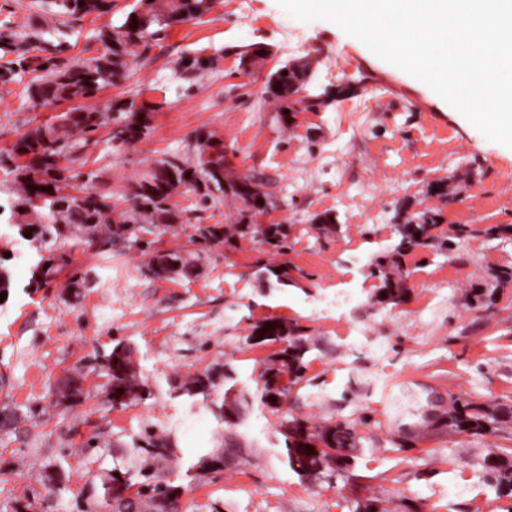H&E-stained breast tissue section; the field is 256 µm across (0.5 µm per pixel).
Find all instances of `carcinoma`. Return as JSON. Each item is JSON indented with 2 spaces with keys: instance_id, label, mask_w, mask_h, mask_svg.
Returning a JSON list of instances; mask_svg holds the SVG:
<instances>
[{
  "instance_id": "cac0c4a2",
  "label": "carcinoma",
  "mask_w": 512,
  "mask_h": 512,
  "mask_svg": "<svg viewBox=\"0 0 512 512\" xmlns=\"http://www.w3.org/2000/svg\"><path fill=\"white\" fill-rule=\"evenodd\" d=\"M58 8L57 14L66 19L65 28L55 30L52 38L44 32L30 29L25 33L3 26L0 31V87H5L24 73L31 75L26 87L30 103L36 108H54L64 103L75 107L60 111L47 124L29 128L13 144L7 155L0 158V164H11L13 158H22L24 163L15 166L16 188L14 214L18 223L37 242L53 239L73 238L78 232L92 235L102 234L108 241H139V232L146 224H159L162 217L174 214L163 207L171 200L174 191L181 186L195 194V211L202 212L224 200L222 177L226 176L224 146L212 133L201 132L195 137L196 164H190L183 156L173 153L155 161L171 168V180L162 186L157 183L154 168L133 180L124 194L129 207L112 218V191L85 193L79 185L81 177L95 180V172H75V166L86 165L84 149L97 132L107 126H133L136 140L150 132L151 113L144 105H137V97L110 99L94 108L81 107L79 103L94 99L107 87L116 86L129 78L131 65L141 55L160 46L165 32L174 25L202 19L215 7V0H136L133 9L127 13L124 22L110 30H99L94 40L101 44L96 54L70 57L71 42L69 29L85 17L105 14L112 8V0H50ZM240 65L251 66L270 55L268 47L254 44L234 50ZM219 63V56L180 57L175 72L179 78L190 82L199 72L211 70ZM313 73L309 64H296L289 60L269 75L268 95L278 102L280 111L292 114L291 106L302 104L310 110L316 101L297 97L306 89ZM213 151V156L203 155ZM440 213L427 210L398 225L399 241L391 249L378 255L372 262L375 272L382 279L376 294L377 302L397 304L406 295L400 287L401 280L393 277L392 270L403 271L402 258L419 247L436 246L439 236L433 229L439 224ZM237 234L241 237L260 234L269 249L281 254L290 247V231L286 224H273L268 231H260L251 224H240ZM176 262L173 273L177 276L194 274L193 258L179 253L169 254ZM77 262L70 257L62 263L54 258H44L32 272L31 285L43 288L57 279L64 268ZM262 277L280 285L288 284V269L281 265H266ZM255 343L285 342L279 358L260 374L263 381L260 400L275 407L287 397L288 390L300 384L306 376L305 350L302 345L303 327L279 318H267L253 327ZM117 359L126 364L122 375L112 376V381L130 400L138 394L139 385L133 368L132 351L126 348L112 350ZM289 372L290 385H279L278 377ZM232 395L229 408L237 416L243 415L242 407L247 403L245 394L231 385L224 389V395ZM512 418V409L489 410L481 403L453 398L450 408L435 416L426 410L421 414L420 424L428 428L434 421L441 426L459 433L482 436L495 429V425ZM290 430L285 436V459L289 467L300 475L318 473L326 478L342 475L349 466V454L358 445L357 425L353 422H338L324 426L321 430L309 431L304 421L293 419L288 422ZM334 448L346 454L336 468L329 466L327 449ZM482 467L499 488L512 493V455L488 453ZM168 489L158 485L145 486L137 490L134 499L116 502L113 512H166Z\"/></svg>"
}]
</instances>
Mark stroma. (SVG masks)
Wrapping results in <instances>:
<instances>
[{"instance_id":"35a3bbf8","label":"stroma","mask_w":512,"mask_h":512,"mask_svg":"<svg viewBox=\"0 0 512 512\" xmlns=\"http://www.w3.org/2000/svg\"><path fill=\"white\" fill-rule=\"evenodd\" d=\"M135 0H113L86 17L70 37L74 56L94 48L96 31L120 25ZM0 25L51 32L60 17L35 0H0ZM300 29L310 44L288 45ZM164 49H152L129 79L101 99L135 93L151 107V131L117 151L107 130L88 150L89 169L124 209L132 178L168 153L194 158L195 137L215 133L233 176L270 178L265 223L291 227V248L275 255L242 237L197 247L191 221L154 235V245L199 251L191 279L150 274L138 244L78 254L86 286L69 274L47 287L28 286L31 270L54 251L35 245L8 215L0 216V407L22 418L0 432V512H112L131 498L141 471L172 491L167 512H512V495L484 472L488 453L512 450V419L474 437L433 427L414 447L400 445L428 396L462 398L489 409L512 408V236L487 228L512 225V149L487 140L425 84L372 54L337 26L304 23L276 0H216L203 19L173 27ZM262 44L264 65L242 68L236 48ZM224 50L217 69L186 85L175 61ZM312 62L310 95L332 91L315 111L281 120L266 94L269 71L298 58ZM29 75L0 87V152L52 111L26 97ZM380 104L352 113L367 97ZM449 194L440 197L438 184ZM438 210V235L465 224L451 249L420 248L403 259L404 303H378L371 260L397 240L399 224ZM333 218L328 233L314 222ZM263 264L298 272L295 285H271ZM495 290L491 305L468 306L471 289ZM267 317L306 328V380L277 407L257 402V378L281 343L251 345L253 325ZM133 351L141 391L122 407L108 394L105 358ZM254 401L245 419L220 412L225 366ZM207 373L214 386L187 392ZM323 427L358 423L360 449L346 477H302L284 460L281 423ZM167 442L164 460L146 459L144 437Z\"/></svg>"}]
</instances>
